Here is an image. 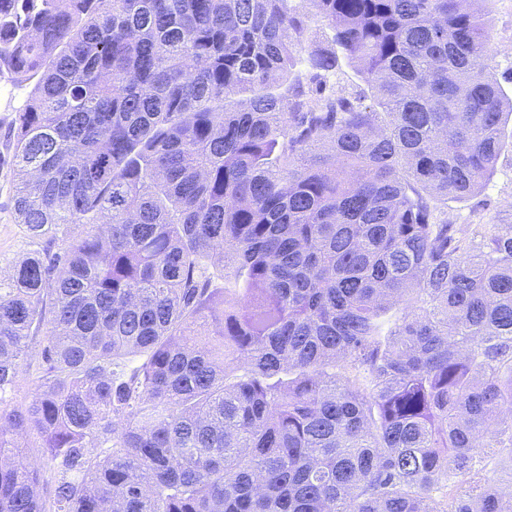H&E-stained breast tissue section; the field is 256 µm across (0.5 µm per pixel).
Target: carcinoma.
<instances>
[{"instance_id":"cac0c4a2","label":"carcinoma","mask_w":512,"mask_h":512,"mask_svg":"<svg viewBox=\"0 0 512 512\" xmlns=\"http://www.w3.org/2000/svg\"><path fill=\"white\" fill-rule=\"evenodd\" d=\"M294 2L0 0L47 242L0 275V512H512V226L443 218L507 148L488 15L307 0L304 59ZM299 6V10L301 13L305 15V20L307 21L308 31L304 38L303 46H305L306 50H310L311 48H315L318 44V40L323 43H326L327 40H331L332 31L326 26L325 22L316 16L312 15V8L308 2H300L297 0L295 2ZM314 33H317L319 38L315 41L313 38ZM37 351L32 348L30 356L25 360L18 374L15 400L17 403H26L31 398L40 371Z\"/></svg>"}]
</instances>
